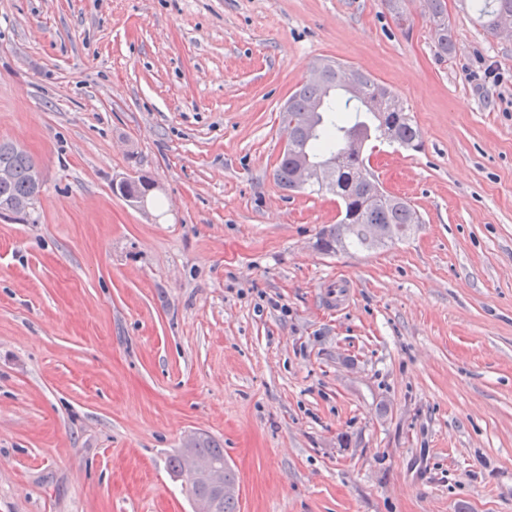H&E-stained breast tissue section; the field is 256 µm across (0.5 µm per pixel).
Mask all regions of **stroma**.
I'll return each mask as SVG.
<instances>
[{
  "instance_id": "stroma-1",
  "label": "stroma",
  "mask_w": 512,
  "mask_h": 512,
  "mask_svg": "<svg viewBox=\"0 0 512 512\" xmlns=\"http://www.w3.org/2000/svg\"><path fill=\"white\" fill-rule=\"evenodd\" d=\"M445 3L443 58L424 0H0V141L44 179L0 220V512H193L199 434L237 512H512V90L478 76L512 37ZM327 61L420 130L365 150L421 217L371 252L274 179ZM192 450L194 453L210 459L213 464L203 463L194 454L188 452L185 456V469L188 475L197 479H204L210 487L218 489L222 484L223 471L225 484L236 483V473L224 462L223 448H219L207 438H197L192 443Z\"/></svg>"
}]
</instances>
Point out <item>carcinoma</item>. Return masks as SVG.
<instances>
[{
  "label": "carcinoma",
  "mask_w": 512,
  "mask_h": 512,
  "mask_svg": "<svg viewBox=\"0 0 512 512\" xmlns=\"http://www.w3.org/2000/svg\"><path fill=\"white\" fill-rule=\"evenodd\" d=\"M483 27L491 34L498 22L512 18V0H478ZM427 7L438 32L439 53L448 55L453 47L452 29L448 24L444 0H427ZM357 81L361 95L346 98L336 96L338 85H317L309 81L297 87L288 97L282 110V122L287 131L288 151L279 158L275 180L284 190L300 191L303 186L295 179L296 160L310 158L316 164H326L333 178L318 186L336 195L341 217L329 225L322 234L321 246L325 251L354 245L362 250L376 249L363 229L373 224L394 225L396 233L411 230L413 207L403 199L394 197L380 187L374 173L364 161L356 163L352 156L364 150L366 142L386 135L392 130L398 144L404 148H419V130L413 116L394 108L393 92L371 75L359 70ZM316 109L315 130L300 131L291 126L297 112ZM12 172L9 181L0 183V203L29 195L33 192L32 169L34 161L25 151L11 143H0V166ZM194 453L206 457L224 472V483L234 484L236 473L224 462V449L207 438L192 443ZM192 500L208 495L214 503V512H236L237 498L214 492L205 483L189 478Z\"/></svg>",
  "instance_id": "cac0c4a2"
}]
</instances>
